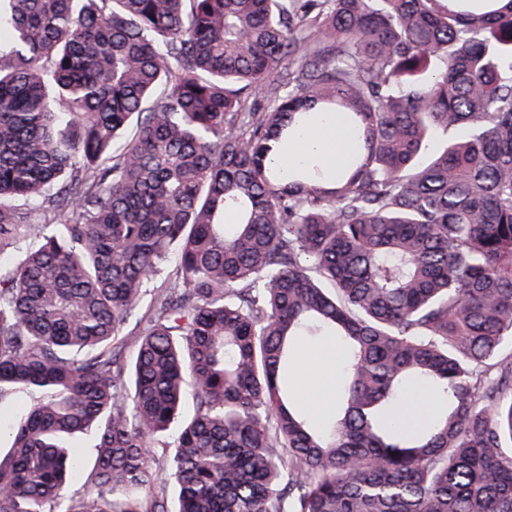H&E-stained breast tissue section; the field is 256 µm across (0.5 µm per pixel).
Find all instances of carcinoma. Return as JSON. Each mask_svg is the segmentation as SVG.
<instances>
[{"label": "carcinoma", "mask_w": 512, "mask_h": 512, "mask_svg": "<svg viewBox=\"0 0 512 512\" xmlns=\"http://www.w3.org/2000/svg\"><path fill=\"white\" fill-rule=\"evenodd\" d=\"M507 337L512 0H0V512H512ZM354 140L341 126L335 112H324L300 128L295 137L275 144L270 161L284 170L317 158L327 176L336 177V167L352 152ZM334 344V340L331 337L323 336L318 339L312 338H303L299 344L297 345L295 354H294V368L290 373V376L294 379L293 382V392L296 398L297 403L301 408L308 411L303 403V397L306 395V392L309 390V386H311L310 393H308V398L312 403L314 409L319 412H323L328 409L325 407L322 399L317 395L316 388L317 386L322 389H328L330 386V382L328 380H321L319 375L314 374L317 371H326L327 373H334V384L329 393V407L332 404L334 406L336 402V393H337V383L339 376V366H340V358L336 356V349L330 352V358L327 360H320L316 355L310 353L311 351H315L317 349L327 348L328 344ZM305 373H313L312 376H309V385L306 383L304 379ZM309 412V411H308Z\"/></svg>", "instance_id": "obj_1"}]
</instances>
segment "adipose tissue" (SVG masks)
Here are the masks:
<instances>
[{
    "instance_id": "1",
    "label": "adipose tissue",
    "mask_w": 512,
    "mask_h": 512,
    "mask_svg": "<svg viewBox=\"0 0 512 512\" xmlns=\"http://www.w3.org/2000/svg\"><path fill=\"white\" fill-rule=\"evenodd\" d=\"M354 141L341 126L338 116L325 112L300 128L295 137L274 145L270 161L283 169L317 158L328 177H335L336 168L352 152Z\"/></svg>"
}]
</instances>
